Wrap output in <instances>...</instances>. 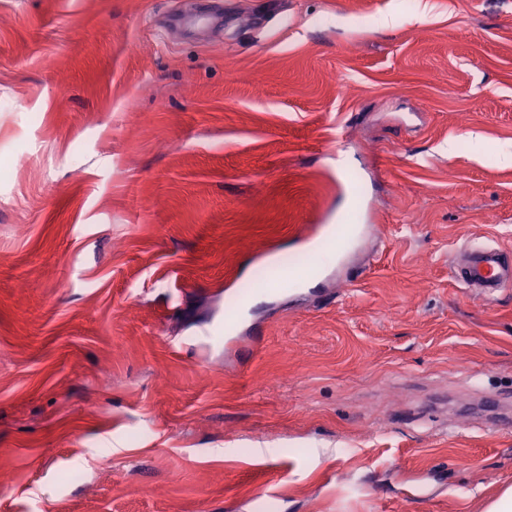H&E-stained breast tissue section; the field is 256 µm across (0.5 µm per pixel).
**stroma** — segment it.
I'll use <instances>...</instances> for the list:
<instances>
[{"label":"stroma","mask_w":512,"mask_h":512,"mask_svg":"<svg viewBox=\"0 0 512 512\" xmlns=\"http://www.w3.org/2000/svg\"><path fill=\"white\" fill-rule=\"evenodd\" d=\"M466 243L512 262V0H0V512H483Z\"/></svg>","instance_id":"obj_1"}]
</instances>
